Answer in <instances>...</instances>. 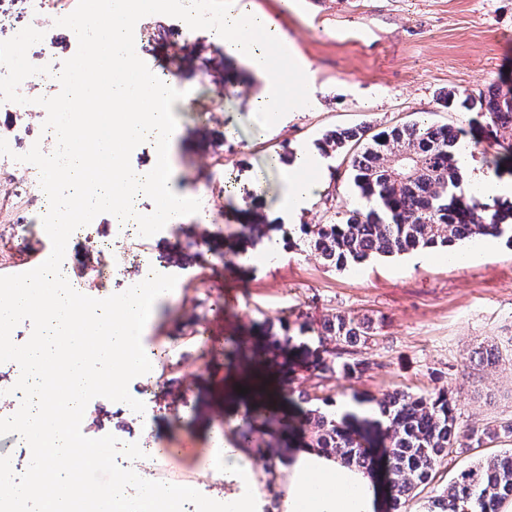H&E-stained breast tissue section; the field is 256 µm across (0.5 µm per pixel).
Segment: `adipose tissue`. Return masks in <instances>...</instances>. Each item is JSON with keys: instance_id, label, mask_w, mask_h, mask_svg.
Listing matches in <instances>:
<instances>
[{"instance_id": "adipose-tissue-1", "label": "adipose tissue", "mask_w": 512, "mask_h": 512, "mask_svg": "<svg viewBox=\"0 0 512 512\" xmlns=\"http://www.w3.org/2000/svg\"><path fill=\"white\" fill-rule=\"evenodd\" d=\"M218 36L230 54L263 80L259 110L264 122L281 123L279 69L271 55L279 35L272 21L231 6L224 11ZM324 168V157L311 147L296 152L282 177L279 204L289 224H297L313 203L324 182ZM205 470L220 476L224 488L202 512H377L380 504L369 470L318 448L289 449L276 456L272 466L263 467L234 431L225 433L223 447L212 449Z\"/></svg>"}]
</instances>
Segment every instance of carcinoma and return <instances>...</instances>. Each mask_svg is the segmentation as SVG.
<instances>
[{"instance_id": "carcinoma-1", "label": "carcinoma", "mask_w": 512, "mask_h": 512, "mask_svg": "<svg viewBox=\"0 0 512 512\" xmlns=\"http://www.w3.org/2000/svg\"><path fill=\"white\" fill-rule=\"evenodd\" d=\"M470 109L489 122L476 128L472 139L504 133L498 166L512 162V88L497 84L476 97H466ZM464 133L448 125L418 121L379 132L370 127L325 134L321 147L344 154L351 172L356 203L346 219L335 224H302L304 245L320 253L327 264L344 269L373 255L392 256L453 247L476 237L512 234V203H484L459 190V154ZM275 228L262 221L243 224L234 232L241 240L255 241ZM320 336L336 345L368 343L374 336L370 322L337 315L324 323ZM366 361L342 359L338 351L318 355L320 374L353 376ZM299 423L310 434L306 446L333 453L347 464L371 471L376 461L364 448L366 436L358 426L367 419L353 413L336 415L311 404L303 396ZM387 421L383 471L389 488L390 512L405 506L430 484L448 456L501 433L512 435V422L477 432L458 423L456 404L448 391L388 392L377 401ZM512 499V449L480 459L461 470L454 481L431 501L427 512H498Z\"/></svg>"}]
</instances>
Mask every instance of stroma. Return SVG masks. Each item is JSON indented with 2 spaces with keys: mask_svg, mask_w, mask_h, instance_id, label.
Masks as SVG:
<instances>
[{
  "mask_svg": "<svg viewBox=\"0 0 512 512\" xmlns=\"http://www.w3.org/2000/svg\"><path fill=\"white\" fill-rule=\"evenodd\" d=\"M234 6L270 16L293 54L307 62L306 74H288L289 86L304 82L310 105L288 115L285 125L267 128L250 104L260 82L241 72L234 85L202 76L201 59L221 61L222 41L183 21L148 15L134 29L138 56L159 77L170 78L183 99L173 105L182 136L175 147L171 188L179 196L207 194L199 213L177 217L158 233L128 234L110 214L93 220V242L73 232L64 257L69 267L111 266L110 277L88 289L105 298L138 276L137 260L168 250L164 273L177 288L159 302L143 337L155 352L154 371L134 378L131 396L143 413L103 397L92 399L81 424L83 434H111L143 448H169L165 473L195 475L194 462L222 437L226 424L265 413L262 402L240 396V382L254 374L292 392L345 400L373 408L384 393L451 391L462 426L484 429L512 421V237L495 240L481 253V239L465 242L476 257L459 268L448 250L377 256L339 270L306 247L286 244L279 202L281 166L303 145H318L338 127L368 125L380 130L428 118L438 125L468 128L472 112L445 107L443 97L478 95L490 84L512 80V0H233ZM182 30L183 46L162 39ZM42 41L29 59L49 54L57 61L77 51L73 31L46 21ZM45 115H31L0 102V138L23 154L39 141ZM326 187L301 217L305 224L340 221L353 195L342 155H331ZM273 224L270 239L238 244L229 238L250 214ZM25 259L50 252L52 243L37 206L20 203ZM116 252H101L105 238ZM215 246L206 262L183 251L188 243ZM279 246L276 256L263 252ZM336 315L372 320L375 335L358 350L369 368L361 376L319 378L314 352L335 349L319 340L321 325ZM288 323L290 339L279 347L258 333V325ZM494 344V364L470 363L472 351ZM261 464H269L284 437L257 423L249 436ZM512 448L501 436L451 454L435 479L413 500L408 512H425L462 468Z\"/></svg>",
  "mask_w": 512,
  "mask_h": 512,
  "instance_id": "35a3bbf8",
  "label": "stroma"
}]
</instances>
